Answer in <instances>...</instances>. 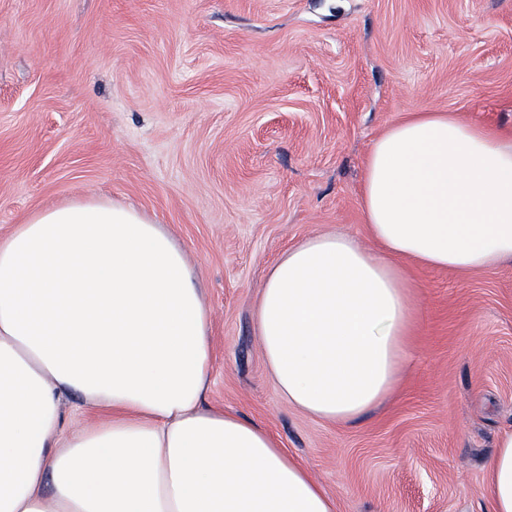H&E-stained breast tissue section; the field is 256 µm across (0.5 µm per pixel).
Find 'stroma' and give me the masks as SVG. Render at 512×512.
<instances>
[{
	"label": "stroma",
	"mask_w": 512,
	"mask_h": 512,
	"mask_svg": "<svg viewBox=\"0 0 512 512\" xmlns=\"http://www.w3.org/2000/svg\"><path fill=\"white\" fill-rule=\"evenodd\" d=\"M512 128V0H0V237L87 194L163 224L212 308V404L271 431L337 512H487L512 425V265L405 262L414 361L348 423L288 407L255 336L275 259L371 237L372 142L414 112Z\"/></svg>",
	"instance_id": "35a3bbf8"
}]
</instances>
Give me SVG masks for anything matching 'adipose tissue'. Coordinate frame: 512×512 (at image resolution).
Here are the masks:
<instances>
[{
	"label": "adipose tissue",
	"instance_id": "ef3b65f1",
	"mask_svg": "<svg viewBox=\"0 0 512 512\" xmlns=\"http://www.w3.org/2000/svg\"><path fill=\"white\" fill-rule=\"evenodd\" d=\"M374 248L318 233L270 267L255 309L280 396L329 422L380 405L413 361L400 262H512V131L417 112L369 152ZM211 314L187 253L108 199L32 212L0 239V512H336L268 430L209 402ZM512 512V427L488 465Z\"/></svg>",
	"mask_w": 512,
	"mask_h": 512
}]
</instances>
